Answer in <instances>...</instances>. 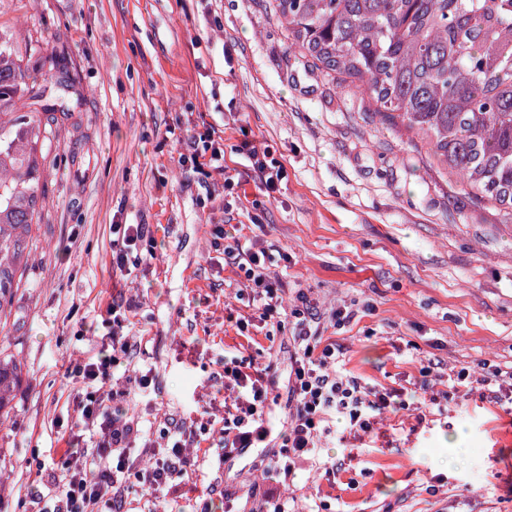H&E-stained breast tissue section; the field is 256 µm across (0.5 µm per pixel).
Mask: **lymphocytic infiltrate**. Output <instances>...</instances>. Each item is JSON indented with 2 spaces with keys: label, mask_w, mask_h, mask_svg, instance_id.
<instances>
[{
  "label": "lymphocytic infiltrate",
  "mask_w": 512,
  "mask_h": 512,
  "mask_svg": "<svg viewBox=\"0 0 512 512\" xmlns=\"http://www.w3.org/2000/svg\"><path fill=\"white\" fill-rule=\"evenodd\" d=\"M224 252L243 271L260 320L285 307L280 280L268 271L271 257L265 249L237 243ZM297 299L298 306L289 309L293 353L287 429L277 450L263 458L264 471L279 478L291 476L299 460L316 454L321 430L333 418L343 417L350 429L365 431L375 414L394 405L392 393L337 370L335 345L324 342L321 332L313 329L314 315L304 304L305 294ZM124 321L120 314L112 318L109 355L77 367L88 390L77 404L60 466L36 469L33 501L39 504V512H124L123 484L135 481L144 497L156 499L192 466L188 451L200 445L195 428L180 423L166 430L164 446L152 448L148 463L141 465L134 457L143 437L138 421L108 403L105 387L111 371L131 356V344L121 331ZM224 388L232 398L224 404L218 445L229 456L264 442L269 433L265 408L273 388L261 371L252 370L250 362L236 358L224 365ZM46 497L52 507L42 506Z\"/></svg>",
  "instance_id": "1"
}]
</instances>
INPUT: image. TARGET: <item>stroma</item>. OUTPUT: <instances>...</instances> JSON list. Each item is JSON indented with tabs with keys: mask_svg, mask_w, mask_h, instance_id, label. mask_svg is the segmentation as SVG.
<instances>
[{
	"mask_svg": "<svg viewBox=\"0 0 512 512\" xmlns=\"http://www.w3.org/2000/svg\"><path fill=\"white\" fill-rule=\"evenodd\" d=\"M0 24L30 72L62 58L82 106L46 148L43 210L28 283L11 307L0 353L23 380L0 423V512H32L31 465L49 462L58 425L83 391L69 366L109 342L107 306L130 304L135 348L116 371L112 407L161 430L201 411L224 415L225 356L273 365L268 417L282 430L290 370L287 333L250 317L244 275L224 256L238 229L278 258L286 305L305 292L352 375L400 393L398 414L369 432L330 422L316 456L288 480L294 512H512V402L482 399L458 371L512 368V214L441 173L426 145L384 122L370 98L288 48L269 0H0ZM224 171L182 163L206 129ZM269 147L283 167L265 196L234 145ZM236 184L224 186L225 175ZM143 225L155 255L133 273L112 266V227ZM429 368L421 404V368ZM152 369L157 400L130 395ZM218 449L188 479L149 502L136 485L128 512H184L210 502L250 512L263 478L256 448L221 469Z\"/></svg>",
	"mask_w": 512,
	"mask_h": 512,
	"instance_id": "35a3bbf8",
	"label": "stroma"
}]
</instances>
